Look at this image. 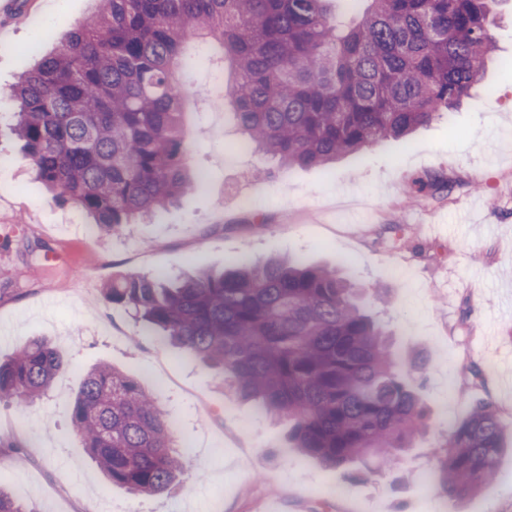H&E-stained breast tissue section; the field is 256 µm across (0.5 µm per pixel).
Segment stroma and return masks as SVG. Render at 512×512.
Returning <instances> with one entry per match:
<instances>
[{"mask_svg": "<svg viewBox=\"0 0 512 512\" xmlns=\"http://www.w3.org/2000/svg\"><path fill=\"white\" fill-rule=\"evenodd\" d=\"M0 13V88L11 86L83 22L88 0H18ZM495 50L472 98L416 128L328 166L288 167L253 151L224 163L243 135L227 101L195 87L232 82L212 43L190 44L183 83L187 162L205 186L150 222L86 236L92 219L36 178L0 99V358L49 338L68 366L38 399H0V485L55 512H512V450L494 479L457 501L438 486L437 450L483 401L512 432V0H494ZM434 176L447 191L418 192ZM403 225L394 240L388 227ZM338 268L370 300L403 359L422 360L430 427L390 475L351 478L292 448L286 429L238 402L217 370L145 335L132 310L105 301L113 275L175 280L271 257ZM408 271L389 277V266ZM108 364L144 382L177 444H191L182 483L134 497L108 486L73 430L84 375ZM478 367L471 377L469 367Z\"/></svg>", "mask_w": 512, "mask_h": 512, "instance_id": "1", "label": "stroma"}]
</instances>
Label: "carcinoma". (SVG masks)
<instances>
[{
  "label": "carcinoma",
  "instance_id": "carcinoma-1",
  "mask_svg": "<svg viewBox=\"0 0 512 512\" xmlns=\"http://www.w3.org/2000/svg\"><path fill=\"white\" fill-rule=\"evenodd\" d=\"M88 19L11 89L14 134L39 180L118 234L200 186L186 166L180 79L186 43L214 42L234 67L228 96L246 142L288 166H319L398 140L469 95L494 44L493 0H91ZM104 299L220 370L236 397L288 425L327 467L397 474L429 426L389 334L337 271L280 257L180 282L116 274ZM37 337L0 362V398L29 403L62 369ZM85 452L133 496L183 475L172 424L144 385L89 370L70 410ZM504 428L476 406L437 455L457 500L494 476ZM0 512H34L0 489Z\"/></svg>",
  "mask_w": 512,
  "mask_h": 512
}]
</instances>
